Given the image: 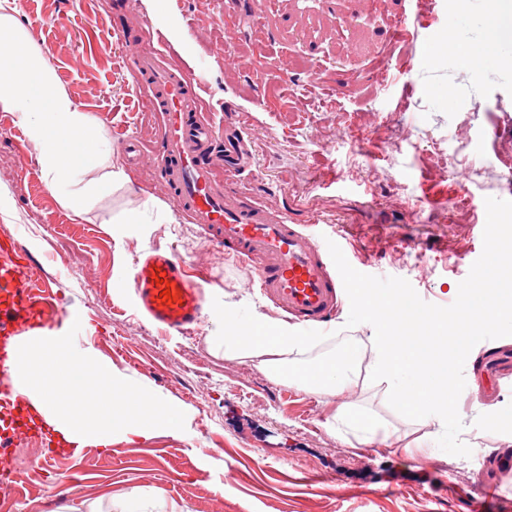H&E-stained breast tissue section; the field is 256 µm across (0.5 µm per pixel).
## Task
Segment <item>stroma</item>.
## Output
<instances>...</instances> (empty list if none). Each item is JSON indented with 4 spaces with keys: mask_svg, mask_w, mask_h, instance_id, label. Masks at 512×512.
I'll list each match as a JSON object with an SVG mask.
<instances>
[{
    "mask_svg": "<svg viewBox=\"0 0 512 512\" xmlns=\"http://www.w3.org/2000/svg\"><path fill=\"white\" fill-rule=\"evenodd\" d=\"M225 0H163L151 17L135 0H22L29 29L82 110L100 122L112 146L141 139L154 151L159 121L113 23L152 29L168 61L204 78L203 109L215 124L225 105L249 116L254 164L238 182L263 205L287 210L296 224L319 221L349 241L357 271L410 282L425 301L451 303L480 257L476 234L484 200L512 198V67L495 75L449 63V19L442 0H235L232 39L224 37ZM407 34L396 38L397 25ZM184 36L174 45L170 30ZM0 190L12 208L0 235L27 249L34 279L51 286L49 315L80 319L82 347L136 375L185 412V431L114 438L110 449L83 448L43 467L39 441L11 448L19 473L0 512H484L494 487L500 512H512V448L501 414H512V337L478 343L466 363L458 401L461 434L472 456L427 458L423 430L387 403V382H367L346 402L371 411L401 448L362 444L331 429L325 396L250 364L225 359L207 337L224 325L215 305L275 314L254 290L250 267L224 259L184 217L157 218L170 200L158 172L128 165L129 188L96 199L87 219L62 207L44 181L34 146L0 112ZM466 189L473 199L459 208ZM132 210L140 224L113 223ZM175 249L205 279L201 320L164 336L136 315L124 276L151 249ZM338 310L331 335L315 339L295 364L323 359L370 333L347 327ZM62 483L54 496L53 483Z\"/></svg>",
    "mask_w": 512,
    "mask_h": 512,
    "instance_id": "1",
    "label": "stroma"
}]
</instances>
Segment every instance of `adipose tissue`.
Returning a JSON list of instances; mask_svg holds the SVG:
<instances>
[{
  "instance_id": "obj_1",
  "label": "adipose tissue",
  "mask_w": 512,
  "mask_h": 512,
  "mask_svg": "<svg viewBox=\"0 0 512 512\" xmlns=\"http://www.w3.org/2000/svg\"><path fill=\"white\" fill-rule=\"evenodd\" d=\"M16 0H0V112L10 113L37 149L41 173L59 201L84 216V200L125 186L124 169L110 164L112 151L99 127L73 100L56 72L18 21ZM239 307L226 305L217 314L224 333L209 337L228 360L251 363L275 379L331 397L359 384L362 347L338 351L325 361L296 367L293 355L304 352L312 338L297 326L273 316L241 321Z\"/></svg>"
}]
</instances>
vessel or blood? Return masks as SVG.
I'll return each mask as SVG.
<instances>
[{
    "mask_svg": "<svg viewBox=\"0 0 512 512\" xmlns=\"http://www.w3.org/2000/svg\"><path fill=\"white\" fill-rule=\"evenodd\" d=\"M129 61L146 90L150 109L161 115V143L153 163L177 213L204 228L225 257L250 266L260 293L288 319L326 332L344 296L319 224L290 223L287 212L268 211L227 181L253 165L244 118L216 128L202 110L203 78L164 64L147 32L123 36ZM170 283L175 302L165 303L156 276ZM129 286L139 311L170 333H184L201 317L204 294L175 253L152 250L136 260ZM51 295L31 280V259L13 236L0 237V447L14 438L46 437L15 372L19 343L49 320Z\"/></svg>",
    "mask_w": 512,
    "mask_h": 512,
    "instance_id": "b4317fda",
    "label": "vessel or blood"
}]
</instances>
